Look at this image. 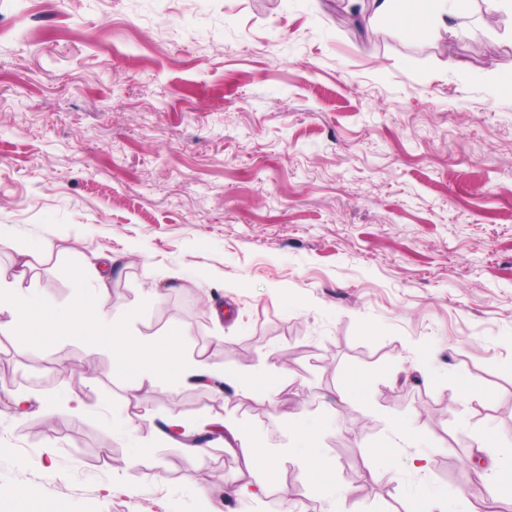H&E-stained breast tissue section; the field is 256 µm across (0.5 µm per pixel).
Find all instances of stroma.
Masks as SVG:
<instances>
[{"mask_svg":"<svg viewBox=\"0 0 512 512\" xmlns=\"http://www.w3.org/2000/svg\"><path fill=\"white\" fill-rule=\"evenodd\" d=\"M351 9L0 0V275L51 245L25 283L54 308L0 334V512H331L336 486L418 512L426 485L474 512L479 440L512 450V13L467 0L451 36ZM101 254L143 352L268 369L276 394L174 367L129 392L123 342L66 333ZM296 414L325 479L288 453ZM224 418L266 451V494L238 495L223 439L195 466L164 430Z\"/></svg>","mask_w":512,"mask_h":512,"instance_id":"1","label":"stroma"}]
</instances>
